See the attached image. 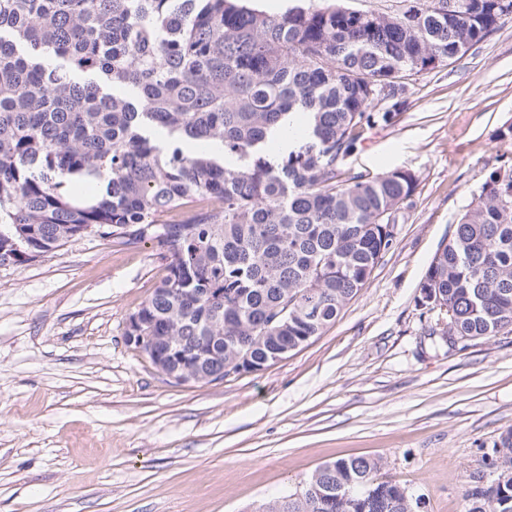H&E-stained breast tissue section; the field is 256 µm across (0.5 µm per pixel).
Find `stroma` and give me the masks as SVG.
Segmentation results:
<instances>
[{"label": "stroma", "instance_id": "stroma-1", "mask_svg": "<svg viewBox=\"0 0 512 512\" xmlns=\"http://www.w3.org/2000/svg\"><path fill=\"white\" fill-rule=\"evenodd\" d=\"M512 124V19L412 76L345 166L417 187L391 248L319 336L263 370L176 383L125 338L165 276L151 244L87 235L0 266V512H256L324 463L365 457L417 512H468L512 429V330L448 348L421 302L436 251Z\"/></svg>", "mask_w": 512, "mask_h": 512}]
</instances>
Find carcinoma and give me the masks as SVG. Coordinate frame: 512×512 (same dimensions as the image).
Instances as JSON below:
<instances>
[{
	"label": "carcinoma",
	"instance_id": "1",
	"mask_svg": "<svg viewBox=\"0 0 512 512\" xmlns=\"http://www.w3.org/2000/svg\"><path fill=\"white\" fill-rule=\"evenodd\" d=\"M505 19L512 0H404L373 22L335 0L280 15L251 0H0V266L89 230L149 242L167 275L141 307L176 359L299 347L369 280L417 186L345 159L393 122L405 77L463 58ZM386 86L400 95L381 101ZM298 113L304 136L270 154ZM420 288L447 307L450 336L512 327V165L490 173ZM325 468L348 491L330 512H411L377 461ZM468 512H512V484Z\"/></svg>",
	"mask_w": 512,
	"mask_h": 512
}]
</instances>
